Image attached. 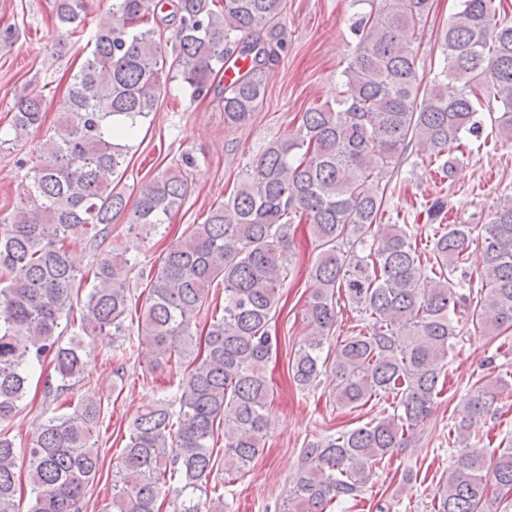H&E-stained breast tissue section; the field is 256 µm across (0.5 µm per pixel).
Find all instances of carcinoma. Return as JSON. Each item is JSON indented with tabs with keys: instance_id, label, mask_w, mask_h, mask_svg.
I'll return each instance as SVG.
<instances>
[{
	"instance_id": "cac0c4a2",
	"label": "carcinoma",
	"mask_w": 512,
	"mask_h": 512,
	"mask_svg": "<svg viewBox=\"0 0 512 512\" xmlns=\"http://www.w3.org/2000/svg\"><path fill=\"white\" fill-rule=\"evenodd\" d=\"M369 6L352 24L355 52L342 72L344 96L303 112L295 133L252 162L229 197L211 206L159 255L158 266L99 254L95 285L80 298L71 245L101 247L112 223L129 215L148 234L182 208L189 154L143 183L136 196L123 182L128 142L154 115L162 85V42L170 22L175 77L193 101L220 91L224 124L246 123L263 104L267 79L285 49L284 0H113L98 20L90 56L72 77L68 108L43 142L17 205L0 214V512H83L89 483L102 465L98 446L104 408L75 390L83 381L81 344L63 343L61 321L84 336L112 337L114 373L127 374L119 341L131 335L153 358L143 377L173 370L163 396L138 411L117 457L103 512H224L215 434L224 432V474L248 472L265 448L271 389L265 370L279 348L280 311L293 242L291 226L309 224L317 255L304 305L306 338L288 360L303 389L335 377L336 404L349 409L392 395L393 412L377 422L311 441L289 486L283 512H323L328 503L362 497L376 463L406 447L429 417L444 383L457 333L467 316L484 335L512 331V200L500 204L481 235L468 224L434 229L427 252L406 224H382L386 168L409 143L428 144L431 162L449 177L448 150L466 135L479 140L485 121L512 143V25L497 20L496 0H461L439 31L442 62L426 87L415 69L418 32L431 0H358ZM89 0H56V26L76 34ZM245 73L220 87L224 64ZM494 100L499 112H483ZM43 97L20 99L14 140L41 124ZM484 254L478 282L457 280V264L473 242ZM224 283L222 312L214 282ZM363 316L357 333L322 357L337 322L336 295ZM47 367L50 414L18 447L11 422L27 396L35 367ZM507 385L485 375L462 401L456 428L462 453L438 489L434 512H484L489 481L512 491V450L486 461L472 445L476 428ZM179 408H174V405Z\"/></svg>"
}]
</instances>
